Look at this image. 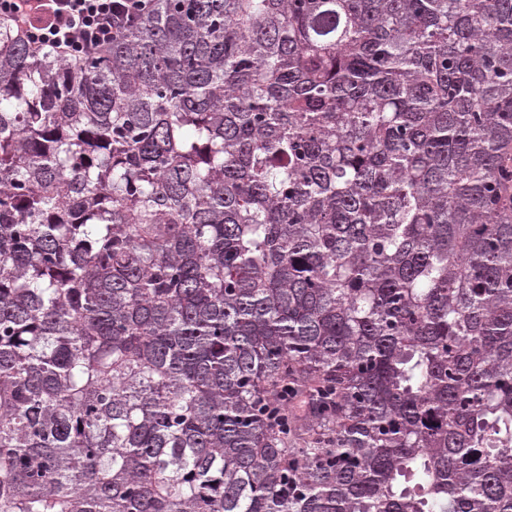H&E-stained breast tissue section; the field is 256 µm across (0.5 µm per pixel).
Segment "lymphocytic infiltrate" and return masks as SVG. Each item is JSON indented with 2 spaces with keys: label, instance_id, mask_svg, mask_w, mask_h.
<instances>
[{
  "label": "lymphocytic infiltrate",
  "instance_id": "lymphocytic-infiltrate-1",
  "mask_svg": "<svg viewBox=\"0 0 512 512\" xmlns=\"http://www.w3.org/2000/svg\"><path fill=\"white\" fill-rule=\"evenodd\" d=\"M153 0H0V20L61 58L92 57L150 13Z\"/></svg>",
  "mask_w": 512,
  "mask_h": 512
}]
</instances>
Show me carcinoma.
I'll use <instances>...</instances> for the list:
<instances>
[{
    "mask_svg": "<svg viewBox=\"0 0 512 512\" xmlns=\"http://www.w3.org/2000/svg\"><path fill=\"white\" fill-rule=\"evenodd\" d=\"M0 512H512V0L0 21ZM154 0H0V20L61 58L93 57L150 13Z\"/></svg>",
    "mask_w": 512,
    "mask_h": 512,
    "instance_id": "1",
    "label": "carcinoma"
}]
</instances>
